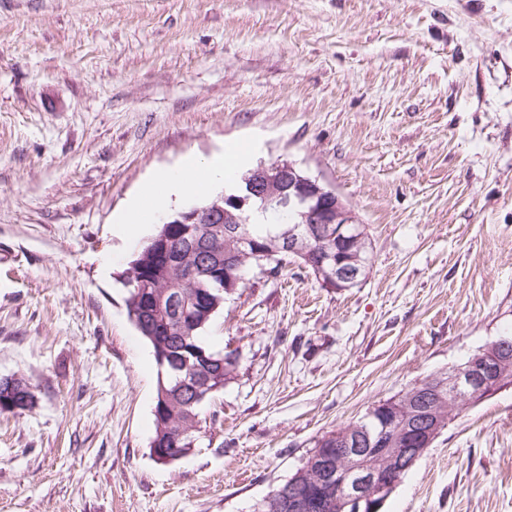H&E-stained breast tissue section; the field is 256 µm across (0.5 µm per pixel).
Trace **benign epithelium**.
I'll list each match as a JSON object with an SVG mask.
<instances>
[{
  "mask_svg": "<svg viewBox=\"0 0 512 512\" xmlns=\"http://www.w3.org/2000/svg\"><path fill=\"white\" fill-rule=\"evenodd\" d=\"M256 208L289 211L298 217L281 230L277 239L279 250L307 259L309 240L334 243L336 262L329 264L326 258H321L314 264L317 276L325 275L328 282L339 287L356 281L361 266L360 245L366 238L365 226L334 188L302 174L290 162L251 169L235 190L220 194L201 207L177 213L165 223L207 225L199 253L212 275L221 277L224 271L220 270V265L213 264V258L218 256L215 248L221 246L227 236L245 242L241 233L243 216ZM151 244L158 257L175 262L171 239L154 238ZM507 348L505 340L486 345L468 362L452 365L448 372L437 376L439 387H446L448 393L464 399L492 395L503 389L500 375L512 362L503 355ZM415 400L422 407L415 409L416 418L405 425L404 433L426 447L439 429L436 402L422 392L416 394ZM421 453L420 448H361L359 440L349 437L345 439V447L336 449L333 454L327 448L312 454L309 469L314 473L318 499L286 493L278 501L268 500V507L274 512H312L322 501L341 510L352 507L357 512H380L397 488L400 472L413 466Z\"/></svg>",
  "mask_w": 512,
  "mask_h": 512,
  "instance_id": "7a95c632",
  "label": "benign epithelium"
}]
</instances>
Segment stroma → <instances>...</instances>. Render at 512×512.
Returning <instances> with one entry per match:
<instances>
[{"label":"stroma","instance_id":"35a3bbf8","mask_svg":"<svg viewBox=\"0 0 512 512\" xmlns=\"http://www.w3.org/2000/svg\"><path fill=\"white\" fill-rule=\"evenodd\" d=\"M293 163L369 269L252 271L205 332L238 368L150 454L158 368L117 222L224 145ZM512 333V0H0V512H258L324 433ZM383 512H512V387L459 407Z\"/></svg>","mask_w":512,"mask_h":512}]
</instances>
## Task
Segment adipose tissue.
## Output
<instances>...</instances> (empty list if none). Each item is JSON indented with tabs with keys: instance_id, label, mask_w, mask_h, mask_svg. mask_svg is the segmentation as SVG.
Here are the masks:
<instances>
[{
	"instance_id": "ef3b65f1",
	"label": "adipose tissue",
	"mask_w": 512,
	"mask_h": 512,
	"mask_svg": "<svg viewBox=\"0 0 512 512\" xmlns=\"http://www.w3.org/2000/svg\"><path fill=\"white\" fill-rule=\"evenodd\" d=\"M244 166L240 151L233 146L203 161H192L175 170L159 173L130 202L121 219L122 232L157 221L171 198L231 189Z\"/></svg>"
}]
</instances>
